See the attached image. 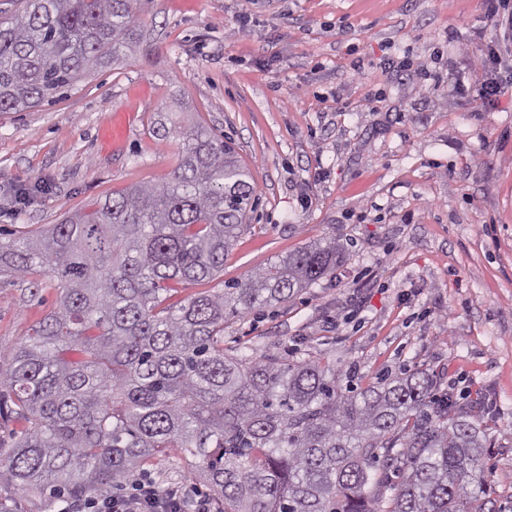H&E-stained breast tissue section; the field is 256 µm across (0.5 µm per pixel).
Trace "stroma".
Listing matches in <instances>:
<instances>
[{
    "instance_id": "1",
    "label": "stroma",
    "mask_w": 512,
    "mask_h": 512,
    "mask_svg": "<svg viewBox=\"0 0 512 512\" xmlns=\"http://www.w3.org/2000/svg\"><path fill=\"white\" fill-rule=\"evenodd\" d=\"M140 14L122 62L0 112V232L160 182L178 142L150 121L187 106L232 141L257 196L223 277L177 284L173 301L335 238V273L229 324L225 349L320 357L364 384L423 369L483 398L485 471L512 512V44L485 0H145ZM491 44L501 92L481 107ZM59 295L0 275V362ZM137 478L211 495L176 448Z\"/></svg>"
}]
</instances>
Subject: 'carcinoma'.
Instances as JSON below:
<instances>
[{"mask_svg": "<svg viewBox=\"0 0 512 512\" xmlns=\"http://www.w3.org/2000/svg\"><path fill=\"white\" fill-rule=\"evenodd\" d=\"M140 0H22L0 12V112L52 101L141 40ZM164 114L181 148L157 184L0 239V274L58 304L0 368V412L20 425L0 481L67 499L105 496L179 448L218 512H485L481 400L435 397L423 371L365 388L327 360L230 356L224 326L336 269L323 238L217 294L168 302L215 278L249 226L256 187L231 143Z\"/></svg>", "mask_w": 512, "mask_h": 512, "instance_id": "cac0c4a2", "label": "carcinoma"}]
</instances>
